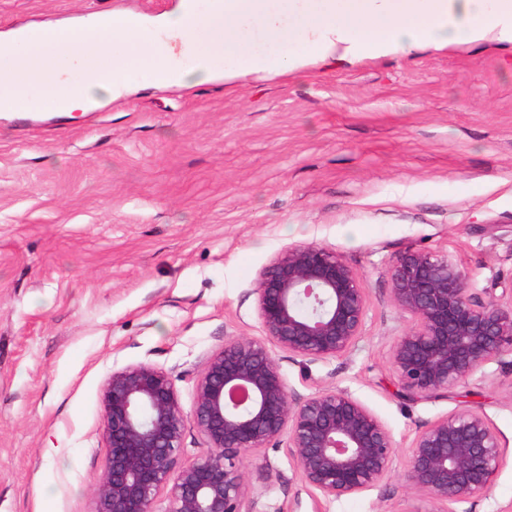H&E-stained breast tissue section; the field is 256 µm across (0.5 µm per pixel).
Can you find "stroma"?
Returning <instances> with one entry per match:
<instances>
[{"instance_id": "obj_1", "label": "stroma", "mask_w": 512, "mask_h": 512, "mask_svg": "<svg viewBox=\"0 0 512 512\" xmlns=\"http://www.w3.org/2000/svg\"><path fill=\"white\" fill-rule=\"evenodd\" d=\"M178 0H0V35ZM335 250L369 307L347 355L276 351L292 392L341 389L397 444L380 486L332 499L285 446L246 462L261 512H428L400 475L425 423L467 409L505 456L472 512H512V356L409 402L388 354L412 321L389 301L406 251L470 287L512 281V52L486 45L307 67L269 80L146 88L74 117L0 120V512H93L109 455L102 391L147 363L184 412L225 340L262 339L258 274L281 249Z\"/></svg>"}]
</instances>
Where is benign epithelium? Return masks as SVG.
I'll use <instances>...</instances> for the list:
<instances>
[{
  "mask_svg": "<svg viewBox=\"0 0 512 512\" xmlns=\"http://www.w3.org/2000/svg\"><path fill=\"white\" fill-rule=\"evenodd\" d=\"M389 283L393 306L414 321L389 353L402 399L434 397L512 354V303L472 291L448 255L405 252ZM255 293L265 340L225 341L195 379L191 416L207 455L178 464L186 415L166 372L145 363L112 372L102 394L110 451L94 512H152L163 490L168 512H256L244 460L284 436L305 485L326 498L390 475L396 442L385 425L345 390L291 392L271 350L312 361L349 353L368 313L359 275L327 247L292 246L260 271ZM503 456L488 421L459 410L420 427L402 479L429 512H458L488 496Z\"/></svg>",
  "mask_w": 512,
  "mask_h": 512,
  "instance_id": "benign-epithelium-1",
  "label": "benign epithelium"
}]
</instances>
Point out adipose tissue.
I'll return each mask as SVG.
<instances>
[{"label": "adipose tissue", "mask_w": 512, "mask_h": 512, "mask_svg": "<svg viewBox=\"0 0 512 512\" xmlns=\"http://www.w3.org/2000/svg\"><path fill=\"white\" fill-rule=\"evenodd\" d=\"M477 44L512 48V0H179L152 18L105 11L74 27L11 30L0 112H88L135 81L272 79ZM93 68L81 82L77 72Z\"/></svg>", "instance_id": "obj_1"}]
</instances>
